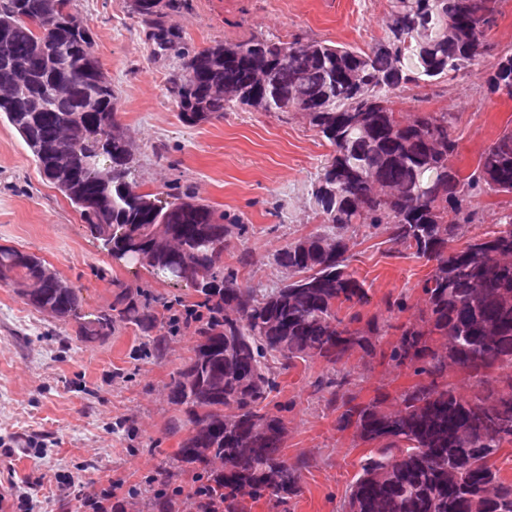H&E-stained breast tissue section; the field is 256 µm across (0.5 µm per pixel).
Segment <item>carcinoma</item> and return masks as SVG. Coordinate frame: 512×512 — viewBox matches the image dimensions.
I'll return each instance as SVG.
<instances>
[{
  "label": "carcinoma",
  "instance_id": "carcinoma-1",
  "mask_svg": "<svg viewBox=\"0 0 512 512\" xmlns=\"http://www.w3.org/2000/svg\"><path fill=\"white\" fill-rule=\"evenodd\" d=\"M501 0H388L384 35L362 50L329 41L252 38L205 48V64L190 71L187 55L168 88L182 121L196 125L232 108L262 112L306 109L331 153L312 190L320 224L273 255L288 270L279 286L243 284L224 264L232 234L244 224L187 193L174 202L144 192L133 175L129 138L116 120L112 83L98 85L86 68L99 66L89 30L75 32L64 17L71 0H0V81L13 68L32 75L24 99L0 102L4 117L30 150L40 175L80 212L113 259L145 265L170 283H186L207 316L197 341L170 384L180 416L168 430H187L176 461L207 483L192 493L195 512H244L245 498L277 505L297 494L301 475L283 454L287 427L264 405L277 387L268 358L288 369L321 359L335 366L358 349L372 351L369 335L392 328L376 317L353 327L359 314L339 316L366 297L349 269V233L386 225L389 240L435 262L421 282L425 308L399 327L390 352L419 380L402 391L400 408L385 399L349 396L339 429L377 445L361 466L345 512H512V480L495 460L512 446V202L493 213V228L453 243L471 224L473 191L512 196V129L504 130L462 175L454 167L459 144L446 112L405 114L397 92L466 75L490 48ZM187 0H133L132 13L164 43L180 38L164 18ZM51 54L39 56L37 26ZM492 93L512 99V52L484 76ZM212 85L236 91L225 99ZM77 159L56 166L50 148ZM27 284L29 304L79 325L87 338L108 336L119 323L149 334L157 317L127 292L112 307L86 315L71 283L40 257L0 246V280ZM466 374L468 396L445 380L448 368ZM504 386L488 387L492 375Z\"/></svg>",
  "mask_w": 512,
  "mask_h": 512
}]
</instances>
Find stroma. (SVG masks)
Masks as SVG:
<instances>
[{
  "mask_svg": "<svg viewBox=\"0 0 512 512\" xmlns=\"http://www.w3.org/2000/svg\"><path fill=\"white\" fill-rule=\"evenodd\" d=\"M71 8L93 34L102 71L117 94V118L128 130L137 160L135 176L146 192H185L223 213L225 223L247 224L232 238L225 258L247 249L252 261L241 280L269 289L287 275L271 257L287 242L319 224L311 189L331 148L297 111L238 109L187 125L167 95L180 73L184 52L217 42L254 37L327 40L362 49L383 35L387 0H190L170 20L181 41L159 47L152 27L131 13L130 0H72ZM492 48L468 75L412 86L402 94L406 112H445L459 143L454 165L474 170L479 152L512 128V99L488 91L483 76L499 53L512 50V0H504L490 32ZM0 245L41 257L77 287L85 312L108 307L123 286L139 287L158 313L167 302L191 305L192 288L158 279L150 268L133 269L112 259L70 202L39 174L19 134L0 121ZM350 268L367 296L357 305L362 320H389L387 335L373 337V352L355 351L329 368L319 359L280 371L268 403L288 426L284 454L299 469V492L283 507L268 499L247 500L245 512H342L361 464L371 452L352 430H338L341 402H329L318 380L347 376L346 393L358 401L397 397L415 381L412 370L389 359L398 325L423 304L419 285L431 262L412 252L395 253L385 228L360 227L350 239ZM407 297L406 311L388 313L387 298ZM194 329L167 337L162 351L129 323L89 341L75 322L38 311L18 285H0V439L11 455H0V512H74L64 493L65 477H87L88 492L122 479L144 485L126 512H151L155 493L180 488L173 512H190L192 467L174 473L170 464L180 436L166 434L177 410L168 385L190 356ZM41 480L39 503L22 507L29 481Z\"/></svg>",
  "mask_w": 512,
  "mask_h": 512,
  "instance_id": "obj_1",
  "label": "stroma"
}]
</instances>
